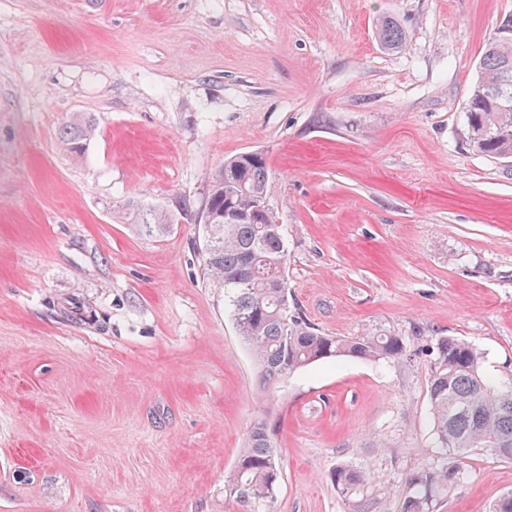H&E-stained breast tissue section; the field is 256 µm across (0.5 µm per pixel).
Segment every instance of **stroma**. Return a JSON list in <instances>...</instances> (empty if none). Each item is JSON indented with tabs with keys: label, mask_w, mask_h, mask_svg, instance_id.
<instances>
[{
	"label": "stroma",
	"mask_w": 512,
	"mask_h": 512,
	"mask_svg": "<svg viewBox=\"0 0 512 512\" xmlns=\"http://www.w3.org/2000/svg\"><path fill=\"white\" fill-rule=\"evenodd\" d=\"M403 24L395 51L380 19ZM512 0H0V512H243L224 475L260 416L282 478L263 512H400L445 460L431 347L512 383V158L464 106ZM83 159L60 141L80 115ZM263 153L288 307L405 357L258 386L200 220L225 160ZM169 211L159 235L129 205ZM369 469L345 496L336 466ZM429 512H492L491 449ZM377 38L384 49L395 51L402 47L406 40V32L397 19L386 17L378 24Z\"/></svg>",
	"instance_id": "35a3bbf8"
}]
</instances>
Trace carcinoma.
Instances as JSON below:
<instances>
[{"instance_id": "carcinoma-1", "label": "carcinoma", "mask_w": 512, "mask_h": 512, "mask_svg": "<svg viewBox=\"0 0 512 512\" xmlns=\"http://www.w3.org/2000/svg\"><path fill=\"white\" fill-rule=\"evenodd\" d=\"M377 38L384 49L395 51L402 47L406 32L397 19L386 17L378 24ZM477 68L464 112L470 144L487 156L512 158V39L489 41ZM94 128L90 117L62 128L65 150L82 157ZM267 181V162L260 154L230 158L214 173L206 202V212L213 217L207 225L210 244L203 258L210 279L224 288L238 336L256 358L260 385L269 389L283 379L284 371L295 372L326 359L406 355L407 345L399 336H330L296 315L283 316L288 303L286 289L278 287V263L286 251L285 240L271 211L251 215L254 202L266 196ZM226 211L240 217L229 222L224 219ZM131 218L148 235L165 231L173 222L172 214L155 208L138 207ZM432 352L429 399L441 446L458 458L474 448H491L499 458L511 461L512 388L500 389L482 374V353L473 344L440 336ZM274 435L268 420H255L235 466L224 475L225 494L248 512H259L281 478ZM460 475L459 469L446 463L413 473L401 512H425L434 491ZM373 479V472L352 465H339L331 475L344 495Z\"/></svg>"}]
</instances>
